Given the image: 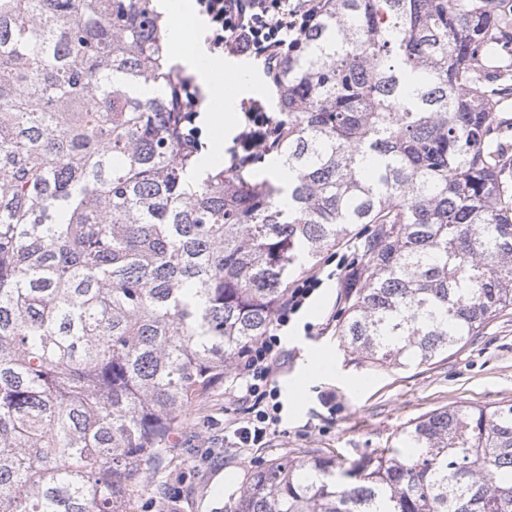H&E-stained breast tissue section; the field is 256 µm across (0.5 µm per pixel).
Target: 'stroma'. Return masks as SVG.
<instances>
[{
	"label": "stroma",
	"mask_w": 512,
	"mask_h": 512,
	"mask_svg": "<svg viewBox=\"0 0 512 512\" xmlns=\"http://www.w3.org/2000/svg\"><path fill=\"white\" fill-rule=\"evenodd\" d=\"M251 67L253 81L239 83L225 72L221 90L200 89L198 123L210 160L227 161L243 102L277 108L276 89L261 62L252 61ZM209 112L231 114V125L214 126L205 118ZM367 235L366 226L355 227L316 266L326 280L288 328L285 364L277 377L283 421L268 443L226 448V414L236 404L229 394L231 378L219 380L187 409L161 472L135 492L137 512H229L258 462L285 455L335 456L350 463L394 446L404 427L430 411L512 404V309L429 363L378 365L347 345L339 321L352 286L364 277L360 256ZM320 353L330 355L331 371L305 376L304 365ZM328 393L329 403L323 400ZM170 488L180 495L172 504L165 496Z\"/></svg>",
	"instance_id": "1"
}]
</instances>
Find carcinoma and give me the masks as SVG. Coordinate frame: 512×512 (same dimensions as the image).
<instances>
[{"mask_svg":"<svg viewBox=\"0 0 512 512\" xmlns=\"http://www.w3.org/2000/svg\"><path fill=\"white\" fill-rule=\"evenodd\" d=\"M180 83L153 0H0V512H134L187 404L355 225L341 332L372 362L512 309V0H327L274 81L286 182L204 166ZM232 512H512V405L263 461Z\"/></svg>","mask_w":512,"mask_h":512,"instance_id":"cac0c4a2","label":"carcinoma"}]
</instances>
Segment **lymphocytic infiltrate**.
Instances as JSON below:
<instances>
[{
  "label": "lymphocytic infiltrate",
  "instance_id": "1",
  "mask_svg": "<svg viewBox=\"0 0 512 512\" xmlns=\"http://www.w3.org/2000/svg\"><path fill=\"white\" fill-rule=\"evenodd\" d=\"M205 17V44L222 58L247 57L263 63L277 74L297 51L307 30L314 26L324 0H195ZM243 124L229 151L231 165L249 163L281 131L274 115L258 100L241 108ZM320 275H310L289 290L273 317V326L248 349L236 375L242 401L249 403L246 419L236 421L232 431L238 447L263 446L282 422L283 405L277 381L285 347L280 336L293 318L321 288Z\"/></svg>",
  "mask_w": 512,
  "mask_h": 512
}]
</instances>
